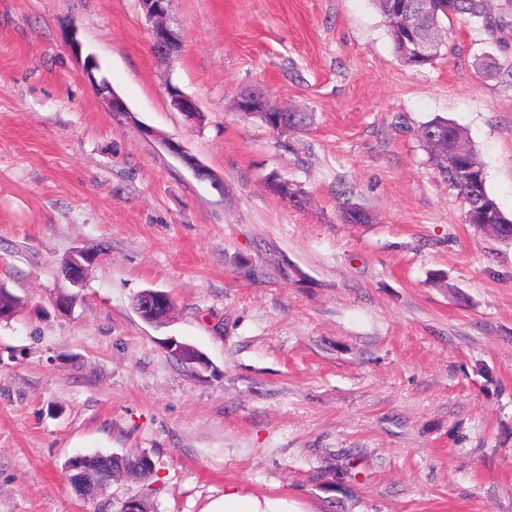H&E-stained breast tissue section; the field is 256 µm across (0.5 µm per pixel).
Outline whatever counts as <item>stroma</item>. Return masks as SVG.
Instances as JSON below:
<instances>
[{
    "label": "stroma",
    "mask_w": 512,
    "mask_h": 512,
    "mask_svg": "<svg viewBox=\"0 0 512 512\" xmlns=\"http://www.w3.org/2000/svg\"><path fill=\"white\" fill-rule=\"evenodd\" d=\"M170 18L164 62L138 0H0V286L20 300L0 323V512H204L231 482L310 512H512V246L463 223L418 138L457 123L511 215L512 84L482 61L511 69L512 50L458 24L455 52L406 67L373 0H172ZM89 55L128 113L106 110ZM255 84L311 127L243 119ZM272 172L310 205L271 194ZM345 191L373 223L341 222ZM147 289L174 300L169 323L138 316ZM96 453L154 474L80 499L66 464ZM170 105L188 121H198L200 116L199 106L195 98L189 96L182 91H178L175 87L168 90ZM161 144L165 145L167 150L176 158H178L188 168L192 169L195 174L200 178L209 176L207 171L199 164L196 157L190 154L180 143L173 141L169 138L161 137ZM165 349L168 355L172 358L179 360V362L184 363L185 365H191L194 372L208 368L206 358H199L196 355L189 357L186 352L185 343L179 342L176 338H168L165 343Z\"/></svg>",
    "instance_id": "stroma-1"
}]
</instances>
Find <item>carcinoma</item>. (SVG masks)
Wrapping results in <instances>:
<instances>
[{
    "label": "carcinoma",
    "mask_w": 512,
    "mask_h": 512,
    "mask_svg": "<svg viewBox=\"0 0 512 512\" xmlns=\"http://www.w3.org/2000/svg\"><path fill=\"white\" fill-rule=\"evenodd\" d=\"M376 4L390 21V36L397 57L410 67L430 65L441 51L449 49L441 37L446 21L456 20L477 27L500 49L512 46V0H376ZM415 40L431 41V52L424 57L418 56L412 45ZM423 132H435L443 137L442 147L426 150L427 158L448 187L456 191L464 202V222L482 233L486 232L485 225L491 224L496 240L512 244V219L503 213L489 194L485 168L465 131L448 118L436 117L423 126ZM455 148L465 153L466 163L462 169L448 164V150ZM274 194L295 208L302 209L309 204V198L293 181ZM340 219L344 224H368L373 217L363 206L345 198L340 205ZM18 305L16 296L0 288L1 321L11 319ZM90 460L102 473L124 465L144 479L153 475L151 470H141L137 459L131 455L119 461L110 455L95 454L90 456Z\"/></svg>",
    "instance_id": "obj_1"
}]
</instances>
